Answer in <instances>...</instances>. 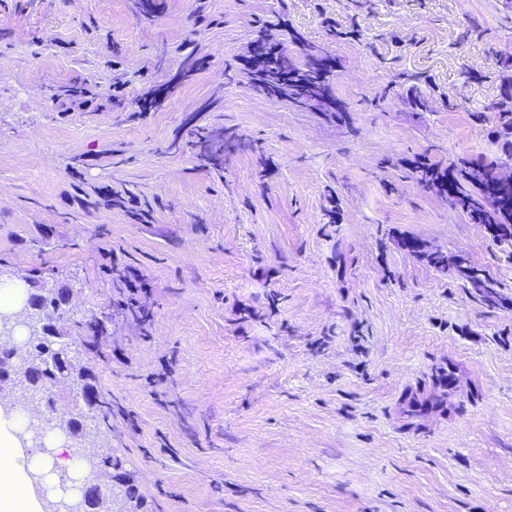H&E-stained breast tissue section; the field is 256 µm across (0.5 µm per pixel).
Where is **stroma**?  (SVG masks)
Wrapping results in <instances>:
<instances>
[{
  "label": "stroma",
  "mask_w": 512,
  "mask_h": 512,
  "mask_svg": "<svg viewBox=\"0 0 512 512\" xmlns=\"http://www.w3.org/2000/svg\"><path fill=\"white\" fill-rule=\"evenodd\" d=\"M161 2L0 0V272L73 289L97 456L149 512H512V243L409 176L497 154L512 0ZM261 30L336 59L350 123L247 87ZM414 75L422 110L385 92ZM216 131L220 166L191 147Z\"/></svg>",
  "instance_id": "1"
}]
</instances>
